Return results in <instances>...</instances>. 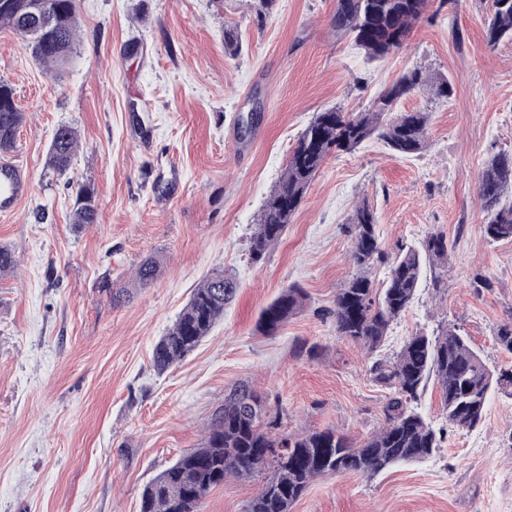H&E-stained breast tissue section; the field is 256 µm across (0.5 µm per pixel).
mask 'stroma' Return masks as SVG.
<instances>
[{
  "mask_svg": "<svg viewBox=\"0 0 512 512\" xmlns=\"http://www.w3.org/2000/svg\"><path fill=\"white\" fill-rule=\"evenodd\" d=\"M336 0H81L80 39L58 74L0 27V79L25 121L11 160L31 189L0 214V244L20 264L0 279V512H139L144 487L200 447L224 397L245 384L267 398L278 433L333 428L360 442L383 426L388 391L371 356L337 336L331 311L354 271L348 220L359 200L397 252L443 234L453 249L427 271L381 356L415 334L457 325L490 368L512 369L494 341L512 319V241L485 240L483 166L512 151V42L489 46L488 0H452L402 48L368 61L331 27ZM238 32L235 54L224 31ZM453 86L400 110L430 112L429 145L399 156L376 139L326 159L265 260L249 237L301 131L316 112L367 108L409 67ZM80 146L65 175L46 165L58 125ZM100 222L79 230V185ZM146 288L110 302L145 258ZM240 283L199 346L157 372L152 351L213 271ZM307 304L279 330L261 309L289 286ZM267 473L226 479L202 512H246ZM292 512H512V398L493 395L475 430L448 431L429 459L372 477H318Z\"/></svg>",
  "mask_w": 512,
  "mask_h": 512,
  "instance_id": "stroma-1",
  "label": "stroma"
}]
</instances>
